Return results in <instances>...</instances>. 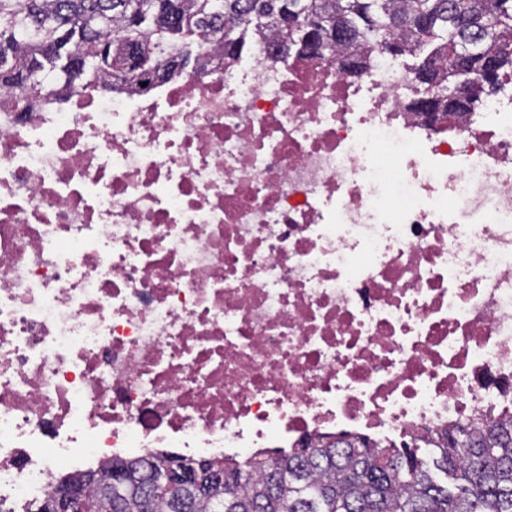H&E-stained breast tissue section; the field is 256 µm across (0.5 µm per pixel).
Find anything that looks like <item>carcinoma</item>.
<instances>
[{"label": "carcinoma", "mask_w": 512, "mask_h": 512, "mask_svg": "<svg viewBox=\"0 0 512 512\" xmlns=\"http://www.w3.org/2000/svg\"><path fill=\"white\" fill-rule=\"evenodd\" d=\"M268 32L281 55L307 57L331 36L324 57L352 75L376 58L410 61L419 85L414 112L451 92L465 112L512 78V0H0V89L32 100L84 95L112 76L135 85L165 69L167 54L234 58ZM140 49L126 65L125 48ZM491 59L481 87L473 78ZM170 458H116L98 471L63 478L88 488L103 512H512V419L491 420L419 448L322 438L302 448L229 463L224 490L150 479Z\"/></svg>", "instance_id": "carcinoma-1"}]
</instances>
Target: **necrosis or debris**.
<instances>
[{"mask_svg": "<svg viewBox=\"0 0 512 512\" xmlns=\"http://www.w3.org/2000/svg\"><path fill=\"white\" fill-rule=\"evenodd\" d=\"M380 57L0 91V512L59 472L512 417V96Z\"/></svg>", "mask_w": 512, "mask_h": 512, "instance_id": "1", "label": "necrosis or debris"}]
</instances>
